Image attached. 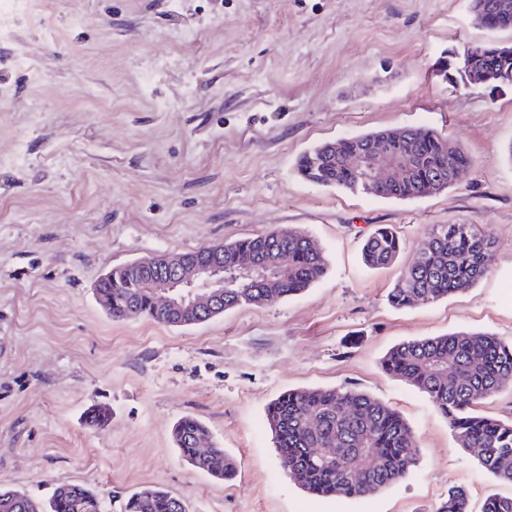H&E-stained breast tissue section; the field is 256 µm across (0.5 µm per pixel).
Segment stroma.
Instances as JSON below:
<instances>
[{"mask_svg":"<svg viewBox=\"0 0 512 512\" xmlns=\"http://www.w3.org/2000/svg\"><path fill=\"white\" fill-rule=\"evenodd\" d=\"M512 45L467 0H52L0 16V487L48 501L60 482L102 512L156 486L187 512H470L512 497L427 396L386 373L393 346L457 331L512 341V87L465 89L444 53ZM425 126L471 166L440 193L398 200L296 172L329 141ZM390 225L397 261L361 243ZM436 224H478L489 273L467 291L396 308L387 294ZM284 226L323 250L303 293L173 327L112 320L98 280L138 258ZM302 388L356 389L396 409L415 468L362 498H320L281 467L266 406ZM93 405L111 411L102 427ZM200 419L234 458L219 480L185 462L172 428ZM401 242L397 233L388 227H380L363 242L362 257L366 266L379 269L390 266L398 257Z\"/></svg>","mask_w":512,"mask_h":512,"instance_id":"1","label":"stroma"}]
</instances>
